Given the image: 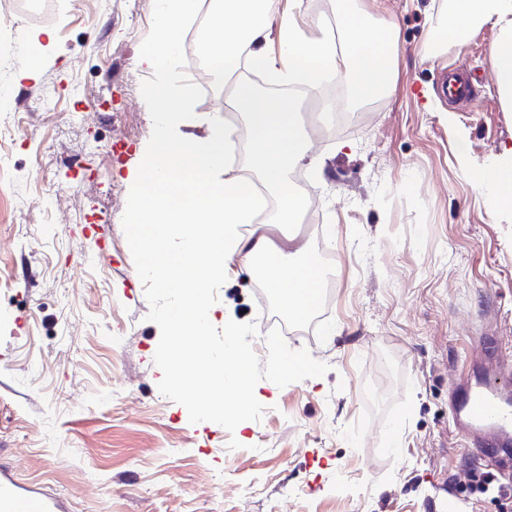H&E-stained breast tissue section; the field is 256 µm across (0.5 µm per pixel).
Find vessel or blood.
<instances>
[{"instance_id": "obj_1", "label": "vessel or blood", "mask_w": 512, "mask_h": 512, "mask_svg": "<svg viewBox=\"0 0 512 512\" xmlns=\"http://www.w3.org/2000/svg\"><path fill=\"white\" fill-rule=\"evenodd\" d=\"M442 91L452 102L466 101L472 95L470 83L452 73ZM483 353L489 359L488 369L452 387L449 418L467 443L478 446L483 456L494 460L512 446V408L505 394L501 344L484 343ZM0 512H67V508L61 498L21 483L11 467L1 464Z\"/></svg>"}]
</instances>
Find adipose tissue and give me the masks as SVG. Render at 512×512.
<instances>
[{"instance_id":"obj_1","label":"adipose tissue","mask_w":512,"mask_h":512,"mask_svg":"<svg viewBox=\"0 0 512 512\" xmlns=\"http://www.w3.org/2000/svg\"><path fill=\"white\" fill-rule=\"evenodd\" d=\"M271 0H219L204 35L207 54L232 61L248 46L249 66L260 68L272 81L317 88L325 81L345 82L353 98L367 100L392 86L391 58L398 40L394 22L364 33V22L336 2L341 44L327 35L299 28L292 20L270 15ZM195 0H168L159 20L155 49L141 63L160 72L180 40ZM432 19V51L463 41L486 23L499 27L489 52L500 98L512 110V0H440ZM278 40L280 62L264 51ZM148 103L159 116V131L148 149L147 162L135 176L129 231L143 248V261L157 287L176 291L177 304L164 317L169 349L161 357L163 370H178L183 383L222 385L226 369L237 384L245 383L249 359L226 343L214 353L205 340L212 323L207 288L224 278L231 261L245 268L261 266L268 288L288 318H306L320 295L323 269L307 257L305 247L287 251L269 234L270 227L287 230L299 223L309 199L293 191L288 175L302 160L322 166L309 156L310 142L298 128L296 98L275 100L249 81L233 86L231 106L240 112L251 134L245 175L226 173L231 135L213 124L205 136H190L182 126L193 110L191 99L165 80L150 89ZM180 233L178 250H170L173 233ZM196 341L192 353L179 346L182 337Z\"/></svg>"}]
</instances>
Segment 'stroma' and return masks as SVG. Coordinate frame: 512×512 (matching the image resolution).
I'll return each mask as SVG.
<instances>
[{"instance_id": "1", "label": "stroma", "mask_w": 512, "mask_h": 512, "mask_svg": "<svg viewBox=\"0 0 512 512\" xmlns=\"http://www.w3.org/2000/svg\"><path fill=\"white\" fill-rule=\"evenodd\" d=\"M0 24V461L24 484L61 495L68 512H512V473L468 494L487 470L448 418L454 383L479 364L483 337L512 350V213L476 188L512 164V112L488 51L497 27L429 51L439 0H349L368 26L394 19L393 87L349 101L348 132L329 134L317 100L300 120L322 173H290L319 223L290 229L332 288L324 317L286 321L263 276L232 262L208 287V345L225 320L251 359L243 416L204 422L163 372L156 287L128 234L130 171L158 119L147 101L164 0H51ZM313 29L336 0H273ZM54 44L37 78L17 73L32 35ZM455 71L475 99L438 91ZM223 61L199 71L178 43L165 79L195 102L189 134L225 122L238 78ZM42 99L46 109L29 104ZM313 377H272L284 355Z\"/></svg>"}]
</instances>
